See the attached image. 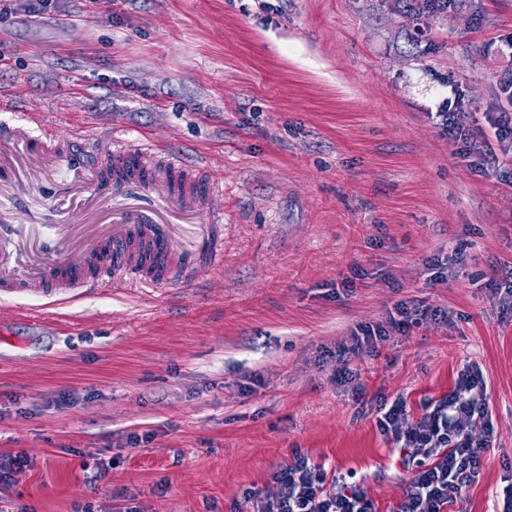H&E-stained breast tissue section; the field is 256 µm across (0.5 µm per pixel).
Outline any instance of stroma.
<instances>
[{"instance_id":"obj_1","label":"stroma","mask_w":512,"mask_h":512,"mask_svg":"<svg viewBox=\"0 0 512 512\" xmlns=\"http://www.w3.org/2000/svg\"><path fill=\"white\" fill-rule=\"evenodd\" d=\"M512 0L413 16L386 0H0V94L45 114L75 157L151 138L224 184V266L189 288L0 296V453H24L5 512H247L308 455L396 512L405 471L376 426L480 367L493 446L458 512H496L512 478V187L435 118L475 130L505 105ZM60 170L0 172V228L23 238L75 205ZM447 311L331 352L394 303ZM153 431L129 447L132 433Z\"/></svg>"}]
</instances>
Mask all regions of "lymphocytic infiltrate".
I'll list each match as a JSON object with an SVG mask.
<instances>
[{"label":"lymphocytic infiltrate","mask_w":512,"mask_h":512,"mask_svg":"<svg viewBox=\"0 0 512 512\" xmlns=\"http://www.w3.org/2000/svg\"><path fill=\"white\" fill-rule=\"evenodd\" d=\"M444 137L463 144L475 166H483L494 152L512 155V112L490 115V137L477 138L460 103H448L438 114ZM442 312L411 301L394 304L382 324H360L351 332L348 351L373 352L391 330L406 331L423 322L444 320ZM486 382L474 364L459 371L448 396L425 402L418 418H411L407 401L396 397L380 402L376 425L399 450L398 464L406 471L403 497L397 512H447L461 489L479 477L482 460L494 438L492 415L486 403ZM274 491L252 489L246 494L251 512H376L373 501L356 482L340 472H328L308 456L295 455L288 467L271 477Z\"/></svg>","instance_id":"1"}]
</instances>
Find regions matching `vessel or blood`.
Here are the masks:
<instances>
[{
    "mask_svg": "<svg viewBox=\"0 0 512 512\" xmlns=\"http://www.w3.org/2000/svg\"><path fill=\"white\" fill-rule=\"evenodd\" d=\"M99 154L95 166L74 162L68 137L35 109L0 125V167L13 161L34 177L72 164L86 205L112 214L106 224L62 225L59 254L36 239L0 237V293L53 299L92 288H167L223 268L217 179L148 142L129 149L108 136Z\"/></svg>",
    "mask_w": 512,
    "mask_h": 512,
    "instance_id": "vessel-or-blood-1",
    "label": "vessel or blood"
}]
</instances>
